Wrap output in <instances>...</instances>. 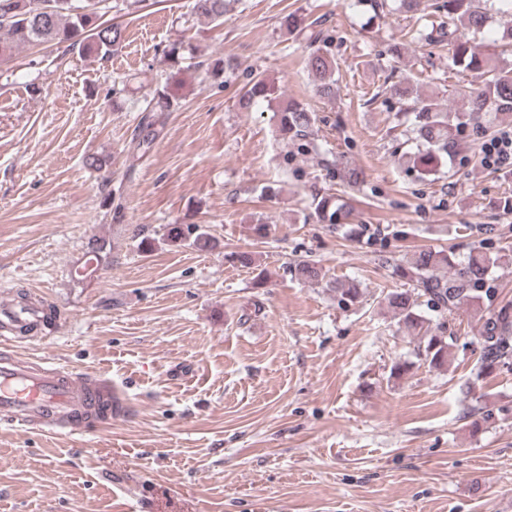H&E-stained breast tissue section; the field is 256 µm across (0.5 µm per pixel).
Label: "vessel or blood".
I'll list each match as a JSON object with an SVG mask.
<instances>
[{
	"label": "vessel or blood",
	"instance_id": "1",
	"mask_svg": "<svg viewBox=\"0 0 512 512\" xmlns=\"http://www.w3.org/2000/svg\"><path fill=\"white\" fill-rule=\"evenodd\" d=\"M46 303L0 300V423L82 435L130 416L133 404L97 375L35 366L18 351L28 330L49 317Z\"/></svg>",
	"mask_w": 512,
	"mask_h": 512
}]
</instances>
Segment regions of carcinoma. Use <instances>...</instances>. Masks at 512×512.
Segmentation results:
<instances>
[{
	"label": "carcinoma",
	"instance_id": "obj_1",
	"mask_svg": "<svg viewBox=\"0 0 512 512\" xmlns=\"http://www.w3.org/2000/svg\"><path fill=\"white\" fill-rule=\"evenodd\" d=\"M228 0H194L197 17L218 27L224 23ZM84 0H0V61L12 58L20 49L33 44H66L107 59L124 40L125 29L112 28L103 36L93 33L99 17L82 11ZM434 11L448 17V25L434 24L430 15L418 17L415 38L435 41L433 34L448 38L453 64L475 74L478 83L458 90L467 100V110L453 112L440 101L419 95L410 97L403 82L392 83L387 91L397 98L398 118L413 119L412 126L422 148L413 154V165L424 174L435 171L442 158L456 151L459 143L455 131L465 122L479 123L489 113L494 118L512 117V68L499 65L491 52L477 49L469 34H479L488 23L490 12L512 13V0H436ZM307 67L314 78L315 92L324 98L336 96L337 62L323 31L309 35ZM197 71L218 79L230 67L225 60H199L192 63ZM280 98L277 87L264 79L239 93L238 105L248 109L258 101L272 102ZM173 98L167 88L154 90L141 117L139 131L144 136L138 145L153 141V113L173 110ZM280 132L292 141H301L310 134L315 115L298 103L282 102ZM333 168L343 186L360 182L356 169L345 156L336 157ZM314 213L323 224H349L354 220V208L337 194L312 197ZM166 238L174 243L193 237L199 249L211 246L208 234L193 233L192 227L170 224ZM501 256L485 242L472 246L468 253L456 258L452 252L422 248L405 263L392 266V273L412 282V287L396 290L385 297L387 307L398 318L399 328L419 340L416 356L432 369H442L454 356L457 339L448 333V317L463 311L470 323L478 327L480 352L476 360L475 380L503 369H512V300L501 298L500 288L490 276L499 265ZM298 279L323 283L336 291L338 304L345 307L361 302L364 292L354 284L327 278L322 268L307 261L294 265Z\"/></svg>",
	"mask_w": 512,
	"mask_h": 512
}]
</instances>
